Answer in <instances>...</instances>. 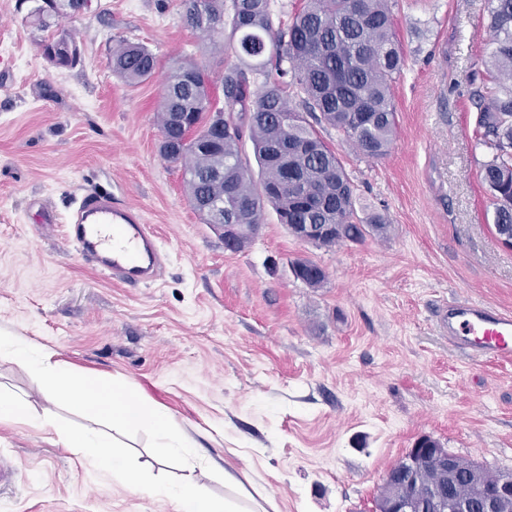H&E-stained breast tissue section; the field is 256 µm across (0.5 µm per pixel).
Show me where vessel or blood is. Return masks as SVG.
I'll return each mask as SVG.
<instances>
[{
    "instance_id": "vessel-or-blood-1",
    "label": "vessel or blood",
    "mask_w": 512,
    "mask_h": 512,
    "mask_svg": "<svg viewBox=\"0 0 512 512\" xmlns=\"http://www.w3.org/2000/svg\"><path fill=\"white\" fill-rule=\"evenodd\" d=\"M66 229L78 254L114 282L140 286L159 277L162 252L157 237L135 209L88 194L75 199ZM438 323L449 343L473 361L512 358L511 314L481 302H452L440 309Z\"/></svg>"
}]
</instances>
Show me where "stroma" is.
Returning <instances> with one entry per match:
<instances>
[{
    "label": "stroma",
    "mask_w": 512,
    "mask_h": 512,
    "mask_svg": "<svg viewBox=\"0 0 512 512\" xmlns=\"http://www.w3.org/2000/svg\"><path fill=\"white\" fill-rule=\"evenodd\" d=\"M405 67L393 89L387 155L367 159L323 134L383 231L332 248L305 244L273 209L251 245L224 248L160 152L164 82L193 58L221 79L232 51L194 32L183 0H92L67 15L72 68L40 54L43 31L0 0V330L75 373L126 383L163 408L207 467L246 469L266 512H371L387 471L422 436L512 473V361L477 363L437 325L451 299L512 313V248L480 180L471 94L483 84L486 0H391ZM158 67L130 85L109 61L119 40ZM95 192L137 210L158 234L154 284L104 277L66 238L73 198ZM58 223L46 224V212ZM326 278L312 288L291 265ZM0 391L24 397L0 418V512H176L133 493L64 447L62 409L28 369L0 358Z\"/></svg>",
    "instance_id": "stroma-1"
}]
</instances>
